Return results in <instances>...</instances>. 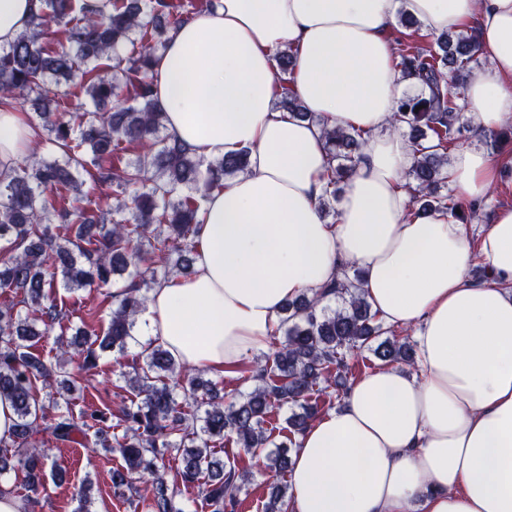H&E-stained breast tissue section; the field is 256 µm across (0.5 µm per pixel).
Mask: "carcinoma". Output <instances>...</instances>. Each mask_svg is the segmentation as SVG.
<instances>
[{
	"mask_svg": "<svg viewBox=\"0 0 512 512\" xmlns=\"http://www.w3.org/2000/svg\"><path fill=\"white\" fill-rule=\"evenodd\" d=\"M99 14L90 0H39L29 28L0 49V107L21 100L42 121L55 156L40 158L0 178V396L16 415L14 436L1 446L0 477L15 468L29 485H42L46 471H62L43 433L61 443L83 442L120 459L112 485L152 487L146 512H183L178 490L165 479L166 459L182 452L181 484L199 489L211 512H237L247 475L212 456L215 439L230 436L247 454L267 444L265 425L279 407L301 409L288 419L302 433L324 407L325 384L348 390V360L367 350L383 365H415L406 336H387L372 311L362 274L355 271L316 295L287 302L277 330L284 341L258 366L261 384L229 404L198 394L199 375L181 377L180 365L161 345L140 353L142 364L127 376V394L111 414L74 413L70 393L80 368L96 364L97 349L120 352L134 339L137 316L160 279L191 273L197 235L196 214L206 196L248 167V151L204 161L188 145L161 134L163 114L152 98L149 73L170 30L198 11L190 0H109ZM481 55L466 31L415 36L397 42L393 61L402 77L420 84L398 102L392 127L408 136L414 165L403 180L411 191V215L448 209L471 221L480 205L451 193L448 154L464 130L466 78ZM66 89H61V86ZM86 96L95 110L69 111L67 99ZM278 104L300 119L314 120L288 87ZM330 155L321 212L335 211L360 157L364 138L357 130L325 128ZM112 187L116 203L103 210L87 202L77 174ZM127 275L111 294L112 317L104 329L79 328L68 342L56 337L59 355L51 366L34 344L61 323L55 288L70 294L102 288ZM45 390L39 398L36 389ZM277 474L291 467L290 448L266 455ZM288 484L271 487L264 512H287ZM75 512H94L91 481L77 495Z\"/></svg>",
	"mask_w": 512,
	"mask_h": 512,
	"instance_id": "obj_1",
	"label": "carcinoma"
}]
</instances>
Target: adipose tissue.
Wrapping results in <instances>:
<instances>
[{
	"instance_id": "adipose-tissue-1",
	"label": "adipose tissue",
	"mask_w": 512,
	"mask_h": 512,
	"mask_svg": "<svg viewBox=\"0 0 512 512\" xmlns=\"http://www.w3.org/2000/svg\"><path fill=\"white\" fill-rule=\"evenodd\" d=\"M37 6L0 0V46ZM401 12L425 31L476 27L490 68L472 79L465 118L478 131L512 124V0H219L171 30L152 64L167 134L206 159L248 150L249 164L204 201L194 272L150 290L144 335L181 365L229 373L267 350L288 300L346 265L385 324L418 330L416 375L355 380L300 435L288 512H512V207L476 249L448 211L409 216L401 174L414 154L390 124L415 89L392 64ZM286 46L309 121L277 106L274 52ZM326 124L366 139L332 224L320 208ZM33 141L26 113L0 108V175ZM499 166L462 146L449 182L480 199Z\"/></svg>"
}]
</instances>
